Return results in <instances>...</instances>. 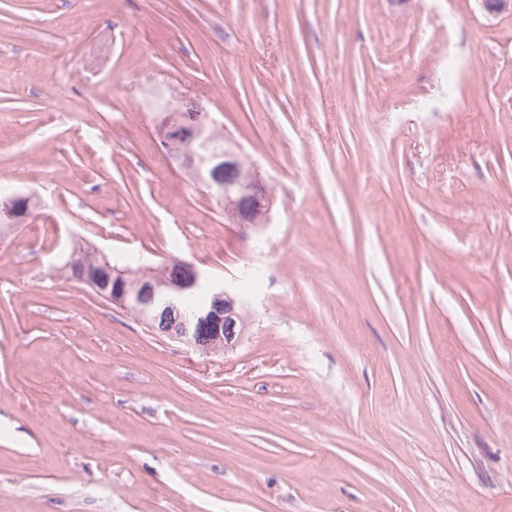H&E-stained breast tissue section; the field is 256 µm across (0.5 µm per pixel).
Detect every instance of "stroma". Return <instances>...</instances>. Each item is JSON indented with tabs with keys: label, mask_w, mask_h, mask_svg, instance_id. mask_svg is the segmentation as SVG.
Listing matches in <instances>:
<instances>
[{
	"label": "stroma",
	"mask_w": 512,
	"mask_h": 512,
	"mask_svg": "<svg viewBox=\"0 0 512 512\" xmlns=\"http://www.w3.org/2000/svg\"><path fill=\"white\" fill-rule=\"evenodd\" d=\"M199 102L273 200L166 151ZM0 512H512V14L479 0H0ZM176 255L232 353L69 279ZM194 112L175 111L168 115L165 123V137L168 142L178 139H189L192 143L182 142L171 147L178 153L194 150L190 155L191 165L197 176L205 181L216 194L227 203L229 216L239 224H268L271 223L272 203L266 189L258 183L250 173L247 177L238 174L239 152L232 148L223 157L216 156L210 146L207 136L209 130L207 116L203 119L202 113L194 114L192 120L188 119ZM224 169V178L222 170ZM205 172V173H204Z\"/></svg>",
	"instance_id": "obj_1"
}]
</instances>
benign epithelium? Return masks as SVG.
Listing matches in <instances>:
<instances>
[{
	"mask_svg": "<svg viewBox=\"0 0 512 512\" xmlns=\"http://www.w3.org/2000/svg\"><path fill=\"white\" fill-rule=\"evenodd\" d=\"M208 130V122L203 115L196 114L190 120L187 113L181 110L169 113L165 123L167 141L188 139L197 145V149L190 154L191 165L197 176L224 199L232 220L239 224L271 223L272 203L266 189L253 175L242 177L238 174L237 149H230L222 158L212 152ZM66 267L69 270L76 269L77 279L94 288L100 297L133 312L153 333L162 334L197 349L200 348L198 335L211 337L212 344L204 350L206 354L235 350L247 331V323L240 322L238 313L242 304L221 283L208 284L212 292V302L207 310L178 312L179 327L176 329L167 328L160 323V299L181 296L201 283L199 272L189 262L182 263L183 273L179 278L160 274L141 278L136 282L133 281L135 274L114 266L110 288L87 278L82 254L78 251L70 254Z\"/></svg>",
	"mask_w": 512,
	"mask_h": 512,
	"instance_id": "obj_1",
	"label": "benign epithelium"
}]
</instances>
